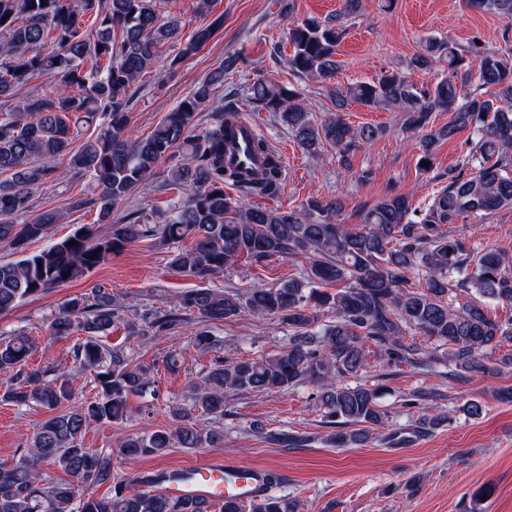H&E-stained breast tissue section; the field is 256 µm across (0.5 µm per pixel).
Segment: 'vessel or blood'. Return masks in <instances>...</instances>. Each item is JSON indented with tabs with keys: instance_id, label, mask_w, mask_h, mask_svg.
I'll return each instance as SVG.
<instances>
[{
	"instance_id": "1",
	"label": "vessel or blood",
	"mask_w": 512,
	"mask_h": 512,
	"mask_svg": "<svg viewBox=\"0 0 512 512\" xmlns=\"http://www.w3.org/2000/svg\"><path fill=\"white\" fill-rule=\"evenodd\" d=\"M257 134L258 129L252 121L239 123L236 146L226 154V163L249 170L258 168L259 160L252 158L247 152L248 145ZM158 487L168 495L202 498L212 502L226 498L242 502L256 501L268 492L264 470L241 462L216 458L174 471L168 479L160 481Z\"/></svg>"
}]
</instances>
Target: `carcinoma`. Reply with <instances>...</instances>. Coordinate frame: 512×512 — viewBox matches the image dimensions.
<instances>
[{"label":"carcinoma","instance_id":"cac0c4a2","mask_svg":"<svg viewBox=\"0 0 512 512\" xmlns=\"http://www.w3.org/2000/svg\"><path fill=\"white\" fill-rule=\"evenodd\" d=\"M480 11L512 17V0H469ZM363 0H343L342 9L326 21L307 20L288 29L286 42L273 53L298 80L330 81L338 62L337 48L346 23L362 12ZM95 16L88 29L85 17ZM221 21L187 37L170 66L192 55L213 36ZM178 24L161 22L153 0H0V244L19 256L0 261V313L27 298L84 278L141 240L170 250V266L178 274L206 282L239 261L263 263L273 257L303 258L298 276L270 288L223 291L193 288L167 310L145 305L132 318L108 289L94 286L88 294L67 299L49 324V335L75 336L71 376L90 378L95 396L71 403L70 379L47 378L49 368L29 367L37 349L27 333L0 334V373L13 374L0 389V400L19 407L40 406L51 415L33 432L11 462L0 463V512H300L299 501L267 496L249 505L218 504L154 491L130 492L114 474L110 448H89L84 435L97 423H121L128 416V397L145 391L151 368L134 361L121 345L103 338L120 324L127 336L165 337L195 317L202 327L190 337L200 351L218 352L221 340L209 326L247 311L276 317L288 324L290 339L282 351L260 359L216 357L209 370L193 380L188 407L176 412L177 426L126 437L119 454L126 461L161 455L171 448H206L224 443V429L206 427L200 419H224L228 392L288 390L307 380L318 383L316 399L324 424L332 428L338 448L361 445L385 414L378 391L350 384L366 369L373 347L395 363L430 367L412 335L448 344V377L490 373L512 358L490 362L488 354L512 342V317L491 318L488 304L512 305V258L494 248L474 250L461 237L442 228L461 215L512 208V51L488 49L473 42L466 48L432 38L408 67L427 70L446 64L448 75L419 87L400 72L329 88L338 113L315 121L300 95L259 77L247 86L256 112H271L288 127L301 148L317 157L325 142L341 157L385 132L381 127H355L342 110L351 103L401 113V131L420 133L436 112L453 110L448 125L424 135L418 161L432 162L440 140L469 128L474 139L462 166L448 170V184L428 207L413 205L409 195L386 193L363 206L361 224L341 221L339 199L310 198L296 208L260 207L254 197L273 199L282 190L284 165L268 139L259 134L250 150L264 159L251 177L224 162L235 137L236 102L219 101L209 124L204 107L212 88L236 68L229 56L193 93L167 113L144 137L131 136L130 103L134 85L156 62L158 47L178 36ZM477 62L474 88L457 107V78L466 56ZM51 73L55 89L20 98L17 91L32 79ZM98 125L74 152L73 133ZM70 155L68 168L51 161ZM169 165L163 186L183 193L164 222L142 209L114 213L131 194ZM80 176L92 178L99 194L73 197L69 211L96 210L95 224H82L71 235L51 242L38 253L28 245L50 236L62 214L45 210L26 221L35 190ZM232 187L231 196L224 187ZM107 225L101 230L100 225ZM68 277H63V274ZM421 275V291L409 289L410 276ZM473 299L459 306L460 293ZM334 314L319 325L320 313ZM48 462L66 480L44 472ZM105 485L97 497L94 488Z\"/></svg>","mask_w":512,"mask_h":512}]
</instances>
